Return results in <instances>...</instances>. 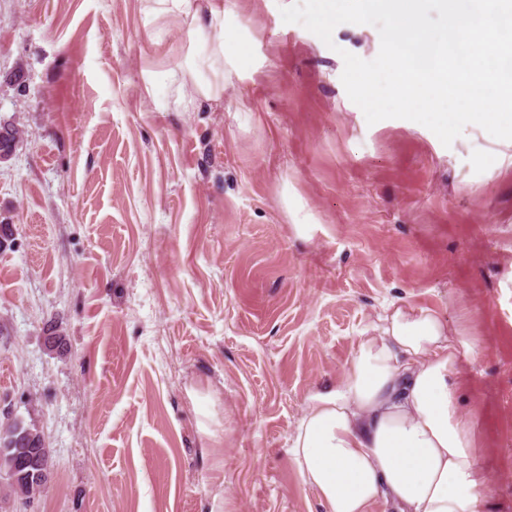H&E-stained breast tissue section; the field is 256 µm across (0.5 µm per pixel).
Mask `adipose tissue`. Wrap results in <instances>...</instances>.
Returning <instances> with one entry per match:
<instances>
[{"label": "adipose tissue", "mask_w": 512, "mask_h": 512, "mask_svg": "<svg viewBox=\"0 0 512 512\" xmlns=\"http://www.w3.org/2000/svg\"><path fill=\"white\" fill-rule=\"evenodd\" d=\"M475 341L435 312L393 307L357 337L335 387L312 391L292 462L327 512H484L486 472L458 369Z\"/></svg>", "instance_id": "1"}]
</instances>
